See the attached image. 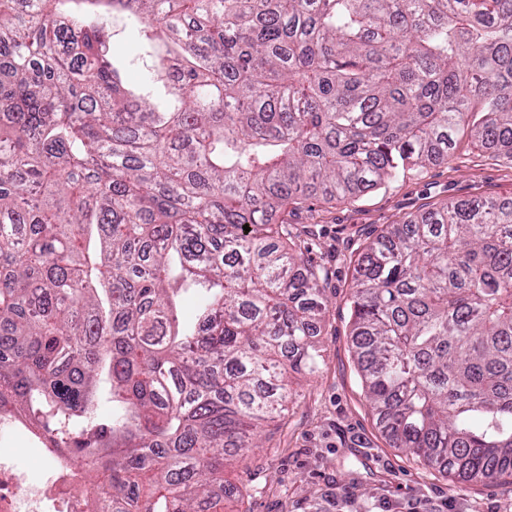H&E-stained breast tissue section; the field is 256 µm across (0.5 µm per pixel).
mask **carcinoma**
Returning <instances> with one entry per match:
<instances>
[{"mask_svg": "<svg viewBox=\"0 0 512 512\" xmlns=\"http://www.w3.org/2000/svg\"><path fill=\"white\" fill-rule=\"evenodd\" d=\"M465 127L512 159V0H0V407L96 473L102 512H224L229 458L317 372L326 274L277 217L447 165ZM350 304L392 446L512 478V201L388 225ZM112 31L113 53L124 61L129 77L132 80H138L143 71V51H140L135 42L130 25L125 26L124 21H117L113 24Z\"/></svg>", "mask_w": 512, "mask_h": 512, "instance_id": "1", "label": "carcinoma"}]
</instances>
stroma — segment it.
Instances as JSON below:
<instances>
[{"instance_id":"1","label":"stroma","mask_w":512,"mask_h":512,"mask_svg":"<svg viewBox=\"0 0 512 512\" xmlns=\"http://www.w3.org/2000/svg\"><path fill=\"white\" fill-rule=\"evenodd\" d=\"M455 161L364 192L357 201L289 206L288 232L328 275L314 374H290L295 400L259 427L261 448L231 459L226 512H512V485L461 483L393 448L366 402L352 358L349 296L364 244L426 204L512 198V162L460 134Z\"/></svg>"}]
</instances>
